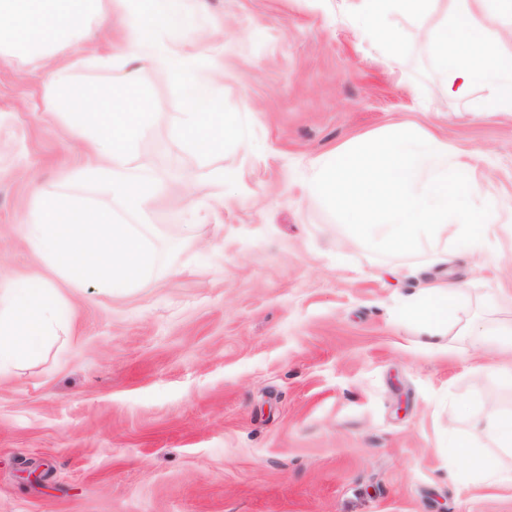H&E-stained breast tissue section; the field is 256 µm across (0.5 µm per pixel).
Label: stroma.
<instances>
[{"label": "stroma", "mask_w": 512, "mask_h": 512, "mask_svg": "<svg viewBox=\"0 0 512 512\" xmlns=\"http://www.w3.org/2000/svg\"><path fill=\"white\" fill-rule=\"evenodd\" d=\"M350 4L208 0L196 24L220 25L223 45L158 32L181 66L143 70L137 153L164 184L147 217L163 257L120 295L64 288L25 240L32 183L60 190L88 157L44 110L43 62H0V285L41 274L71 307L0 376V512H512V487L448 476L452 430L512 468L471 425L512 408V387L460 321L421 335L409 300L440 276L434 241L374 254L306 191L313 161L363 137L406 126L447 139L473 201L503 204L493 259L448 248L462 318L494 294L512 320V114L474 111L482 85L446 94L424 35L448 0L392 15L389 53ZM122 50L106 18L78 47L75 75L107 105L117 82L97 59ZM214 75L237 135L203 158L172 130L186 80ZM36 468L46 485L23 480Z\"/></svg>", "instance_id": "1"}]
</instances>
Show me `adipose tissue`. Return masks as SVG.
I'll return each mask as SVG.
<instances>
[{"label": "adipose tissue", "mask_w": 512, "mask_h": 512, "mask_svg": "<svg viewBox=\"0 0 512 512\" xmlns=\"http://www.w3.org/2000/svg\"><path fill=\"white\" fill-rule=\"evenodd\" d=\"M431 0H355L353 10L363 30L375 33L382 48L393 35L386 27L390 12L407 17L425 13ZM512 0H450V17L437 29L432 46L447 77L452 97L467 96L476 85L489 95L478 111L512 112V50L498 26ZM123 26L125 52L121 85L128 92L124 107L107 110L71 67L54 64L55 55L71 47L103 13ZM159 29L193 31L181 0H148L136 8L132 0H0V61L16 57L49 61L45 107L61 115L74 137L85 144L91 160L65 177L68 184L86 186L91 197L50 194L34 186L24 234L41 262L60 275L73 290L92 284L120 294L145 281L155 270L159 254L142 220L160 190L158 177L141 172L136 144L145 115L137 103L143 94L140 66L168 67L175 51H158ZM215 95L198 80L187 90L174 127L175 137L188 150L209 156L224 149L231 129L214 106ZM462 287L439 282L411 302L427 332L438 334L456 317ZM57 288L38 275L13 281L0 289V369L29 358L45 336L66 317ZM449 476L460 465L470 466L477 483L512 485V469L489 459L472 462L468 443L448 434Z\"/></svg>", "instance_id": "ef3b65f1"}]
</instances>
